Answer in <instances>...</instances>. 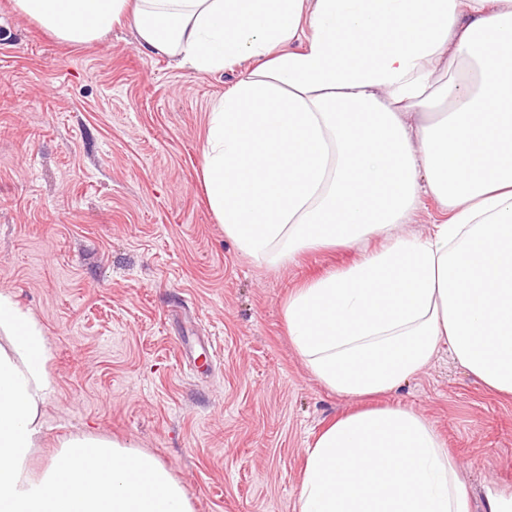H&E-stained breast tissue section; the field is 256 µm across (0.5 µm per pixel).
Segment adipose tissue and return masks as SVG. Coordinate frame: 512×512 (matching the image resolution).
<instances>
[{"instance_id": "1", "label": "adipose tissue", "mask_w": 512, "mask_h": 512, "mask_svg": "<svg viewBox=\"0 0 512 512\" xmlns=\"http://www.w3.org/2000/svg\"><path fill=\"white\" fill-rule=\"evenodd\" d=\"M12 2L67 44L129 23L140 47L201 72L254 61L206 126L225 234L269 267L379 242L284 305L311 374L358 404L306 448L296 512H470L434 426L368 400L442 350L512 396V0ZM426 197L444 220L402 232ZM0 332V512H194L156 456L106 436L65 437L32 469L50 343L7 291Z\"/></svg>"}]
</instances>
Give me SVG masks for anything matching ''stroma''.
<instances>
[{
  "label": "stroma",
  "mask_w": 512,
  "mask_h": 512,
  "mask_svg": "<svg viewBox=\"0 0 512 512\" xmlns=\"http://www.w3.org/2000/svg\"><path fill=\"white\" fill-rule=\"evenodd\" d=\"M243 73L178 66L128 25L68 45L0 0V291L52 349L34 467L93 432L155 454L195 512H295L308 444L350 410L295 352L283 307L357 252L261 266L207 203V117ZM188 338L218 360L192 369ZM394 399L431 421L473 494L512 484V399L444 352Z\"/></svg>",
  "instance_id": "35a3bbf8"
}]
</instances>
